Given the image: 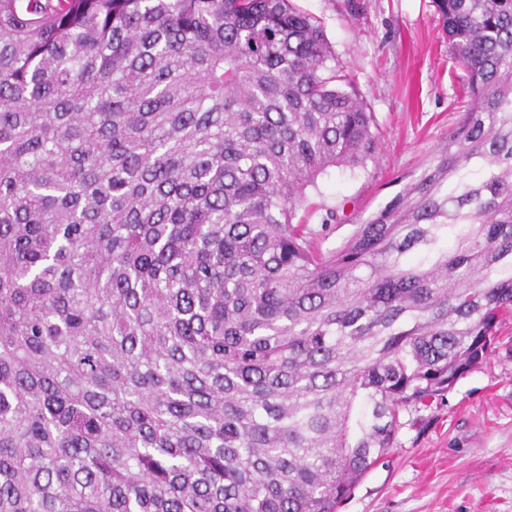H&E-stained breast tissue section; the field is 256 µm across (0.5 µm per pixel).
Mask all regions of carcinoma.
Wrapping results in <instances>:
<instances>
[{
	"label": "carcinoma",
	"mask_w": 512,
	"mask_h": 512,
	"mask_svg": "<svg viewBox=\"0 0 512 512\" xmlns=\"http://www.w3.org/2000/svg\"><path fill=\"white\" fill-rule=\"evenodd\" d=\"M433 2L468 107L324 251L307 189L377 136L316 17L0 0V512H337L482 361L512 316V0Z\"/></svg>",
	"instance_id": "1"
}]
</instances>
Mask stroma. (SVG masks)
<instances>
[{"label": "stroma", "instance_id": "35a3bbf8", "mask_svg": "<svg viewBox=\"0 0 512 512\" xmlns=\"http://www.w3.org/2000/svg\"><path fill=\"white\" fill-rule=\"evenodd\" d=\"M373 112L378 150L332 169L311 193L336 211L338 248L428 166L468 106L432 0H296ZM386 455L338 512H512V318L486 358L430 406L402 411Z\"/></svg>", "mask_w": 512, "mask_h": 512}]
</instances>
